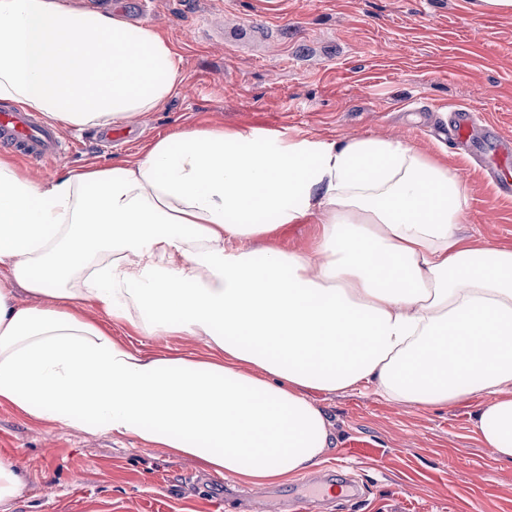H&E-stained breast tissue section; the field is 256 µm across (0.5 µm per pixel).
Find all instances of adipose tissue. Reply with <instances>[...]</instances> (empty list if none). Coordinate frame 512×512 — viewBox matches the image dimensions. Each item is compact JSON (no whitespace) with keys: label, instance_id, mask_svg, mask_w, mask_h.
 I'll use <instances>...</instances> for the list:
<instances>
[{"label":"adipose tissue","instance_id":"ef3b65f1","mask_svg":"<svg viewBox=\"0 0 512 512\" xmlns=\"http://www.w3.org/2000/svg\"><path fill=\"white\" fill-rule=\"evenodd\" d=\"M181 85L152 26L0 0V99L48 122L122 127ZM466 204L447 165L375 137L187 129L45 182L2 153L0 406L262 485L332 445L311 391L424 406L487 394L474 428L512 461V248L462 237ZM306 219L310 248L270 245ZM117 325L206 353L152 354Z\"/></svg>","mask_w":512,"mask_h":512}]
</instances>
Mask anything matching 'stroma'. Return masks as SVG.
Returning a JSON list of instances; mask_svg holds the SVG:
<instances>
[{
	"instance_id": "1",
	"label": "stroma",
	"mask_w": 512,
	"mask_h": 512,
	"mask_svg": "<svg viewBox=\"0 0 512 512\" xmlns=\"http://www.w3.org/2000/svg\"><path fill=\"white\" fill-rule=\"evenodd\" d=\"M470 0H155L152 26L181 60L183 90L134 118L123 139L63 128L76 150L29 165L32 178L134 160L155 139L200 126L253 128L343 143L400 139L447 164L465 189L462 235L512 247V197L480 166L490 136L466 152L438 141L467 106L512 135V14L474 16ZM336 441L285 485L252 486L138 441L35 424L0 406V453L24 476L0 512H211L227 492L240 512H280L306 480L351 476L357 499L335 512H512V462L474 426L488 396L447 407L397 406L374 388L312 391Z\"/></svg>"
}]
</instances>
